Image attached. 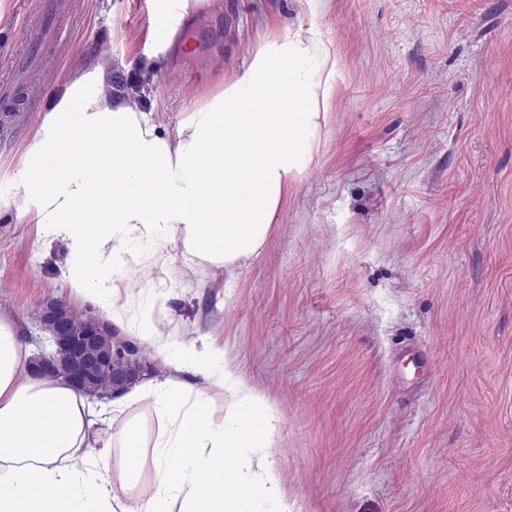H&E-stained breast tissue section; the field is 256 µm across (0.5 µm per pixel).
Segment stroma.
<instances>
[{
  "instance_id": "1",
  "label": "stroma",
  "mask_w": 512,
  "mask_h": 512,
  "mask_svg": "<svg viewBox=\"0 0 512 512\" xmlns=\"http://www.w3.org/2000/svg\"><path fill=\"white\" fill-rule=\"evenodd\" d=\"M39 0H0V193H11L67 76L106 79L175 129L224 88L295 0H205L168 48L146 36L153 0H77L52 42ZM336 90L311 169L259 254L125 301L117 341L157 366L131 324L213 332L280 419L277 466L302 512H512V0H328ZM0 209V308L37 352L46 301L101 309L65 286L63 238Z\"/></svg>"
}]
</instances>
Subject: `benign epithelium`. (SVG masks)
I'll return each mask as SVG.
<instances>
[{"label": "benign epithelium", "instance_id": "7a95c632", "mask_svg": "<svg viewBox=\"0 0 512 512\" xmlns=\"http://www.w3.org/2000/svg\"><path fill=\"white\" fill-rule=\"evenodd\" d=\"M37 323L53 342L51 352L36 357L35 371L40 376L62 375L81 391L109 388L115 394L144 374L145 365L126 347L116 344L107 353L99 350V324L76 323L71 309L61 301L46 303Z\"/></svg>", "mask_w": 512, "mask_h": 512}]
</instances>
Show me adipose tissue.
<instances>
[{
    "label": "adipose tissue",
    "instance_id": "obj_1",
    "mask_svg": "<svg viewBox=\"0 0 512 512\" xmlns=\"http://www.w3.org/2000/svg\"><path fill=\"white\" fill-rule=\"evenodd\" d=\"M296 2L302 21L258 43L176 130L110 102L104 57L41 118L0 207L39 225L42 240L65 237L67 287L112 323H124L123 294L176 280L174 256L190 271L255 257L289 183L310 168L336 56L320 20L327 0ZM143 334L168 372L112 399L113 424L101 428L85 394L33 375L21 325L0 309V512H301L281 491L276 409L235 359L206 334L152 325ZM209 387L224 395L222 419L210 413ZM143 400L146 425L126 414ZM147 465L148 493L139 488Z\"/></svg>",
    "mask_w": 512,
    "mask_h": 512
}]
</instances>
